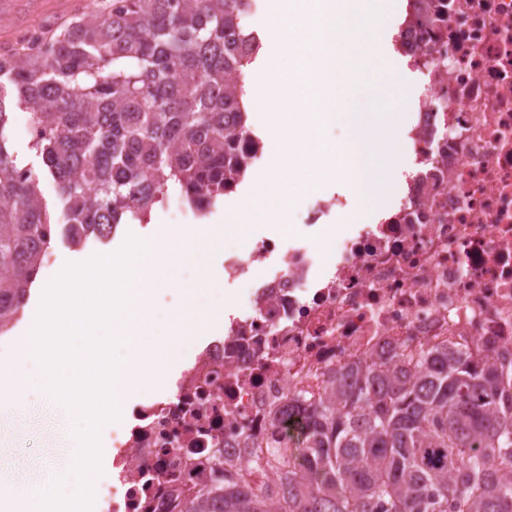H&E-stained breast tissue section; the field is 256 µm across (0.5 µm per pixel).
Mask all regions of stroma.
<instances>
[{"mask_svg":"<svg viewBox=\"0 0 512 512\" xmlns=\"http://www.w3.org/2000/svg\"><path fill=\"white\" fill-rule=\"evenodd\" d=\"M90 0H0V47L15 44L28 29L47 24L64 26L86 9ZM384 10L377 24L388 50L381 68L402 76L404 97L417 91L418 80L405 72L391 45L401 20L405 0H383ZM144 237L139 223L120 225L112 242H88L84 248L71 246L56 237L52 261L43 266L38 282H50L69 263H83L94 256L119 251L128 236ZM70 406L50 393L28 391L17 394L0 411V475L16 488L36 491L43 485L63 480L78 447L73 432Z\"/></svg>","mask_w":512,"mask_h":512,"instance_id":"35a3bbf8","label":"stroma"}]
</instances>
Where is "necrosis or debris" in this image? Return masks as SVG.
Returning <instances> with one entry per match:
<instances>
[{
	"mask_svg": "<svg viewBox=\"0 0 512 512\" xmlns=\"http://www.w3.org/2000/svg\"><path fill=\"white\" fill-rule=\"evenodd\" d=\"M395 52L419 80L407 102L415 171L379 223L336 241L341 210L319 199L291 243L225 255L240 314L181 371L172 398L132 408L109 436L117 481L107 512H181L216 456L302 461L295 392L321 396L333 371L394 350L512 356V0H407Z\"/></svg>",
	"mask_w": 512,
	"mask_h": 512,
	"instance_id": "1",
	"label": "necrosis or debris"
}]
</instances>
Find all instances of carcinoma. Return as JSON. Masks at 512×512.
Here are the masks:
<instances>
[{"instance_id": "obj_1", "label": "carcinoma", "mask_w": 512, "mask_h": 512, "mask_svg": "<svg viewBox=\"0 0 512 512\" xmlns=\"http://www.w3.org/2000/svg\"><path fill=\"white\" fill-rule=\"evenodd\" d=\"M250 0H106L0 50V334L55 225L100 243L174 192L191 208L244 178ZM37 131L35 169L9 141ZM52 180L50 210L41 184ZM305 466L274 485L213 468L182 512H512V367L437 348L339 370L305 403ZM27 124V118L24 112H14L11 124L13 146L16 152L25 158L26 163L30 165L33 164L34 167L38 168L42 165L41 158L37 157L35 153L28 148L29 142L31 141L30 135L33 137L36 132L31 127L29 135L26 129Z\"/></svg>"}]
</instances>
